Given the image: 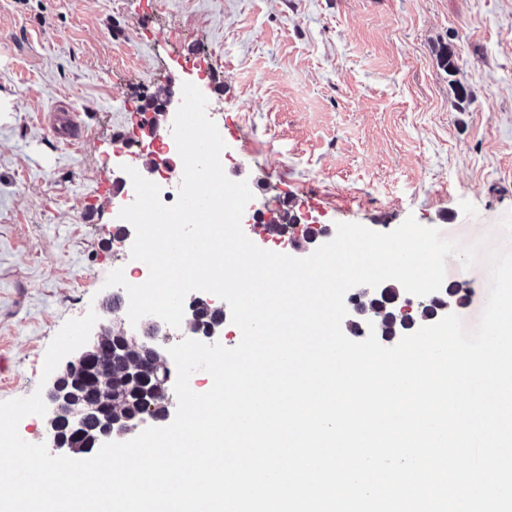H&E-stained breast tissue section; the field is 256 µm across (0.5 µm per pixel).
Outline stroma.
I'll list each match as a JSON object with an SVG mask.
<instances>
[{
    "instance_id": "obj_1",
    "label": "stroma",
    "mask_w": 512,
    "mask_h": 512,
    "mask_svg": "<svg viewBox=\"0 0 512 512\" xmlns=\"http://www.w3.org/2000/svg\"><path fill=\"white\" fill-rule=\"evenodd\" d=\"M206 69L225 173L266 211L331 232L411 215L512 246V0H0V401L36 391L65 321L125 329L104 285L127 190L114 140L155 88ZM59 101L77 143L39 121ZM445 281L471 283L456 313L474 328L486 266Z\"/></svg>"
}]
</instances>
